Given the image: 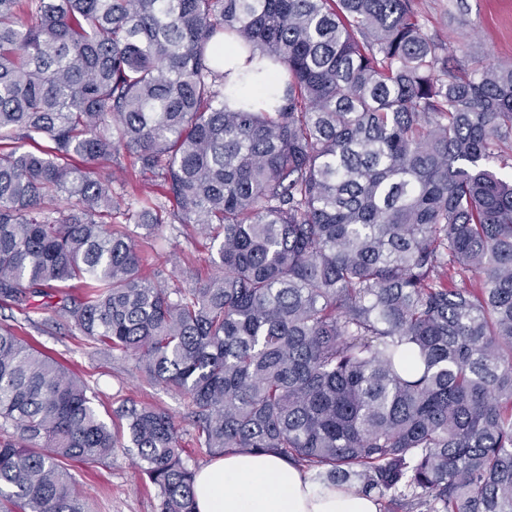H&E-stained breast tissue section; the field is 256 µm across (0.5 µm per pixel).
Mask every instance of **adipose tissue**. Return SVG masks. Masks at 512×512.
Returning a JSON list of instances; mask_svg holds the SVG:
<instances>
[{
  "mask_svg": "<svg viewBox=\"0 0 512 512\" xmlns=\"http://www.w3.org/2000/svg\"><path fill=\"white\" fill-rule=\"evenodd\" d=\"M196 512H379L374 496L321 487L281 457L231 452L194 477Z\"/></svg>",
  "mask_w": 512,
  "mask_h": 512,
  "instance_id": "adipose-tissue-1",
  "label": "adipose tissue"
}]
</instances>
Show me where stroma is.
<instances>
[{
  "instance_id": "stroma-1",
  "label": "stroma",
  "mask_w": 512,
  "mask_h": 512,
  "mask_svg": "<svg viewBox=\"0 0 512 512\" xmlns=\"http://www.w3.org/2000/svg\"><path fill=\"white\" fill-rule=\"evenodd\" d=\"M425 33L453 40L458 70L512 64V0H416ZM143 262L161 269L169 283L195 287L211 271L209 239L200 230L178 223L156 227L140 242ZM0 329L19 332L70 372L87 382L103 420L121 401L148 402L168 411L177 425L189 467L200 469L211 458L193 442L194 422L187 399L149 382L134 359L111 354L86 341L71 323L45 311L25 319L14 307L0 306ZM74 474L92 512H157L156 490L141 478L124 452L105 462L76 467Z\"/></svg>"
}]
</instances>
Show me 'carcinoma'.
Here are the masks:
<instances>
[{
    "label": "carcinoma",
    "instance_id": "obj_1",
    "mask_svg": "<svg viewBox=\"0 0 512 512\" xmlns=\"http://www.w3.org/2000/svg\"><path fill=\"white\" fill-rule=\"evenodd\" d=\"M224 37L281 94L228 90ZM452 60L415 0H0V302L133 357L213 456L512 512V66ZM120 152L167 184L128 221L218 243L196 287L107 223ZM93 399L0 331V512H90L70 468L118 449L196 512L173 417Z\"/></svg>",
    "mask_w": 512,
    "mask_h": 512
}]
</instances>
